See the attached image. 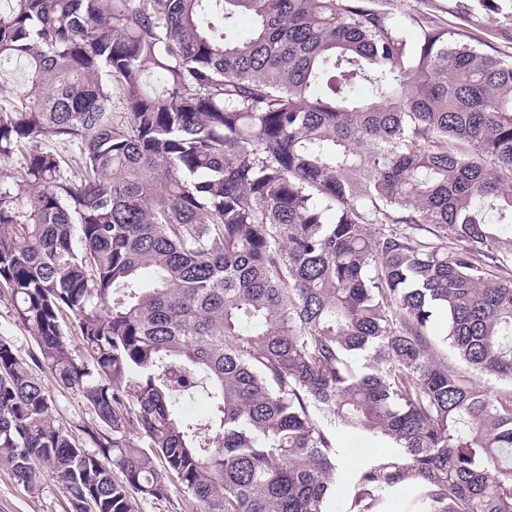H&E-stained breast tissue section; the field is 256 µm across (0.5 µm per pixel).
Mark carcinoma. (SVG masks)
<instances>
[{"label": "carcinoma", "mask_w": 512, "mask_h": 512, "mask_svg": "<svg viewBox=\"0 0 512 512\" xmlns=\"http://www.w3.org/2000/svg\"><path fill=\"white\" fill-rule=\"evenodd\" d=\"M6 62L0 296L39 354L0 338L1 470L71 512H327L349 427L391 447L346 512L409 479L411 512H512V60L381 0H3ZM39 375L49 387L57 407V418L60 424L72 432L76 438L82 439V427L94 421L83 397L77 391L58 386L48 372H39ZM137 512H202L201 505L185 494L172 490L168 497L141 498L133 494Z\"/></svg>", "instance_id": "carcinoma-1"}]
</instances>
